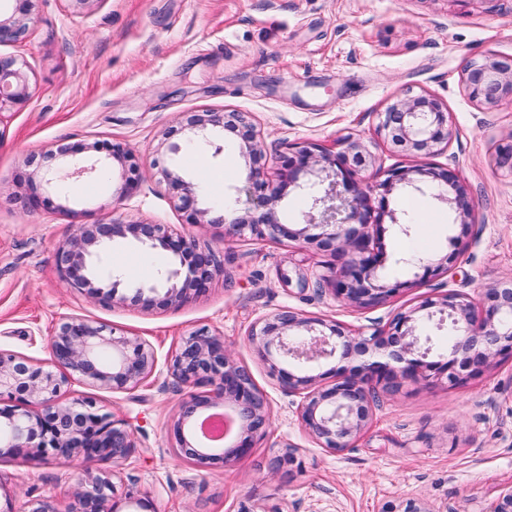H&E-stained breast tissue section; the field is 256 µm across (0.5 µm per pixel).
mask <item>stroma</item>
<instances>
[{"label":"stroma","mask_w":512,"mask_h":512,"mask_svg":"<svg viewBox=\"0 0 512 512\" xmlns=\"http://www.w3.org/2000/svg\"><path fill=\"white\" fill-rule=\"evenodd\" d=\"M512 56V0H31L24 41L0 55L24 60L31 97L0 106V351L48 362L58 324L85 318L136 336L156 367L139 388L112 391L73 382L63 402L92 399L134 433L113 465L114 497H147L155 512H399L415 499L428 512H485L512 487V358L466 382L446 378L378 392L373 417L353 447H320L299 420L300 395L285 390L247 342L263 316L290 309L370 335L400 311L447 289L470 297L512 278V170L498 163L512 141V100L473 101L462 84L468 62ZM427 93L448 110L452 137L433 164L454 170L475 201L470 246L451 277L357 309L334 298L323 277L329 253L284 241L224 243L218 229L191 224L152 163L183 113H250L270 169L297 143L338 148L360 141L373 166L416 165L377 132L379 114L405 92ZM95 141L127 145L145 164L137 191L112 202V181L62 176L67 211L23 209L31 154ZM190 179L241 183L233 140L221 154L192 151ZM407 213L410 236L386 234L387 254L422 244L448 248L452 211L430 194L391 196ZM104 219L167 224L224 255L210 289L182 305L143 310L90 300L59 277L56 251L78 225ZM112 267L148 281L165 256L113 246ZM206 328L265 394L271 423L250 455L201 471L173 453V425L191 392L167 366L182 338ZM294 449L296 461L275 467ZM103 461L59 457L38 466L0 461V492L16 512L52 496L66 512L80 476Z\"/></svg>","instance_id":"stroma-1"}]
</instances>
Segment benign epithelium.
I'll use <instances>...</instances> for the list:
<instances>
[{"label":"benign epithelium","mask_w":512,"mask_h":512,"mask_svg":"<svg viewBox=\"0 0 512 512\" xmlns=\"http://www.w3.org/2000/svg\"><path fill=\"white\" fill-rule=\"evenodd\" d=\"M30 0H10L0 7V44L20 42L27 34ZM462 81L471 99L493 105L512 97V58L489 53L468 63ZM31 87L23 63L0 56V105L29 99ZM379 132L397 149L435 155L448 144L452 131L448 113L428 95H405L381 113ZM236 137L246 166L245 181L223 189L231 200L221 207L203 200L186 178L180 162L186 146L202 142L218 155L224 138ZM162 147L170 156L164 177L187 213L190 224H212L223 229L224 243L249 238L258 242L283 240L316 244L344 257L331 276L323 277L333 296L348 305L371 307L384 304L408 288L449 273L467 247L470 218L476 208L459 176L436 166L391 167L380 172L376 188L378 206L357 178L369 165L364 146L344 142L331 153L315 143L292 147L283 157L277 178L267 171L261 135L245 112H194L180 130L166 134ZM103 157L81 165L77 152L66 148L43 155L36 165L24 203L30 208L65 210L56 188L60 171L74 174L105 169L118 171L121 185L112 195L117 205L138 186L144 163L120 142L94 145ZM293 188L308 197L301 222L282 220L279 203ZM429 193L455 213L459 232L449 237L451 250L436 258L413 260L396 256L392 263L408 267L410 278L387 275L384 237L387 229L410 235L412 224L390 207L396 191ZM114 244L161 249L169 261L154 282H137L118 271L104 273V254ZM61 278L89 298L104 304L118 303L144 308L176 306L192 294L206 291L224 272V258L203 249L190 236L167 224L101 220L80 225L57 251ZM451 324L455 342L448 360L430 359L433 322ZM247 341L278 377L283 388L300 393V420L308 435L322 448L339 452L353 447L368 427L372 396L378 388L399 389L409 381H428L444 375L454 385L479 374L496 359L512 357V279L485 289L479 300L450 290L420 305L397 313L385 328L369 336H354L340 324L328 323L294 311H280L261 318L247 334ZM51 363H39L0 351V460L22 452L40 465L57 456L83 455L118 463L133 448V433L115 423L91 400L64 404L62 392L74 380L112 390H133L154 372L155 356L136 337L116 336L103 325L83 319L60 323L49 336ZM357 359L345 369L322 366L332 359ZM169 375L189 386H209L206 395L191 394L182 402L174 424L173 451L198 468L222 461L229 465L248 455L269 425L263 392L248 369L226 353L223 337L199 329L184 337L171 358ZM224 404L225 419L236 426L225 442L199 441L195 429L202 413ZM112 478L107 472L87 474L74 492L67 512H120L108 506Z\"/></svg>","instance_id":"7a95c632"}]
</instances>
